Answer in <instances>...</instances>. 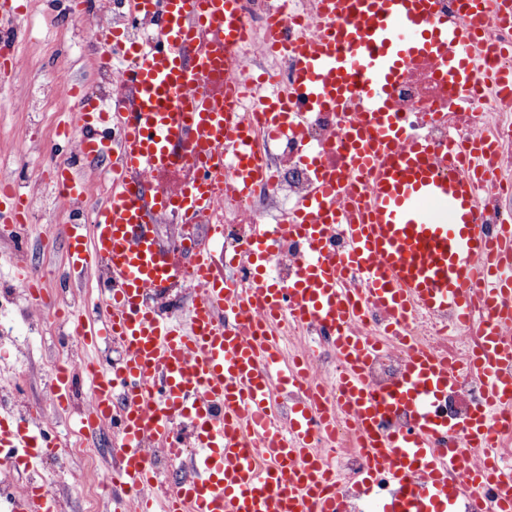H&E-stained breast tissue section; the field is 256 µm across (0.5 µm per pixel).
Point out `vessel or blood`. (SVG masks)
<instances>
[{
    "label": "vessel or blood",
    "instance_id": "vessel-or-blood-1",
    "mask_svg": "<svg viewBox=\"0 0 512 512\" xmlns=\"http://www.w3.org/2000/svg\"><path fill=\"white\" fill-rule=\"evenodd\" d=\"M136 17L151 20L153 34L129 43L121 81L130 90L117 128L105 127L98 102L82 96L75 125L82 167L110 161L120 179L91 235L69 229V261L82 271L105 268L96 322L77 310L66 319L83 345L119 344L117 364L90 366L85 429L111 426L120 445L110 471L112 490L133 512H337L334 457L314 445L316 431L332 429L344 408L360 438L368 473L384 476L396 491L378 499L379 512H447L458 492L491 490L501 512H512V470L491 455L506 411L512 410V225L483 223L477 190L487 171L486 144L470 150L444 147L408 133L389 93L417 59L435 63L458 94L473 93L479 74L478 32L492 19H512V0H324L322 28L308 43L272 19L268 43L291 56L290 91L262 103L271 135L295 132L289 111L355 108L348 128L347 167L368 175L365 191L335 172L318 170L317 187L292 211L288 223L256 227L237 254L245 276L217 274L206 248L195 245L188 265L155 234L159 217L191 219L212 208L215 190L243 193L267 178L243 119L244 84L227 85L214 103L206 84L214 65L200 37L217 32L224 60L232 62L247 39L241 0H132ZM24 0H0V74L15 61L14 20ZM82 167L56 166L54 184L66 199L85 197ZM187 167L178 191L153 185L154 173ZM8 204L10 237L26 244L28 201L0 185ZM349 245L336 250V232ZM296 240L304 258L296 277L280 283L268 274L284 241ZM194 272L199 295L183 319L165 314L161 301ZM360 277L347 287L345 276ZM382 311L396 332L422 311L452 316L457 327H477L481 342L473 363L485 381L482 397L459 425L441 409L459 372L447 356L424 347L407 354L390 386H369L365 371L377 342L351 329L368 308ZM321 327L340 367L332 385H307L301 363L281 366V343L271 331L278 317ZM74 374L59 370L50 387L58 407L72 399ZM306 385L305 395L273 415L274 386ZM404 413L408 424L387 428ZM190 421L196 450L185 455L174 435ZM457 433L455 447L444 436ZM190 459V476L152 490L158 475L153 448ZM58 448L34 417L0 415V471L28 470ZM8 512H60L55 493L26 486L8 499Z\"/></svg>",
    "mask_w": 512,
    "mask_h": 512
}]
</instances>
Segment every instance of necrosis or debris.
I'll use <instances>...</instances> for the list:
<instances>
[{
	"label": "necrosis or debris",
	"mask_w": 512,
	"mask_h": 512,
	"mask_svg": "<svg viewBox=\"0 0 512 512\" xmlns=\"http://www.w3.org/2000/svg\"><path fill=\"white\" fill-rule=\"evenodd\" d=\"M318 5L319 0H248L245 20L251 39L233 61L231 71L211 72L207 83L210 94L221 97L228 78L243 79L257 72L270 76L274 85L285 86L291 65L284 54L264 49L265 19L276 13L288 18L302 15L305 23L295 30L294 36L311 41L319 33ZM255 94V100L247 102L243 112L272 181L242 198L217 188L214 208L197 218L201 224L223 225L224 239L236 251L245 249L257 224L264 220L271 224L287 222L289 206L312 192L315 172L303 159L305 143L322 144L320 163L339 176L347 174L344 122L340 112L308 113L297 137L274 139L262 125L257 110L256 100L264 96V88H257ZM392 97L408 129L423 133L434 143L452 137L466 146L477 133L494 143L495 150L488 161L497 168L498 176L495 181L481 186L479 206L493 223L512 221V97L495 96L491 86H484L476 96L483 105L480 118L472 120L469 112L459 107L453 90L441 80L435 67L425 62L408 65ZM432 112L440 113V120H429ZM357 326L363 334L378 337L387 345L386 351L369 368L368 383L378 386L391 383L399 377L406 355L401 343L386 331L377 314H368ZM408 332L420 337L427 348L448 354L449 358L464 364L472 357L478 336L477 331H461L422 314L414 317ZM317 445L333 451L341 465L337 494L342 512H362L363 497L370 489L360 480L365 458L353 423L346 415H337L335 432L318 437Z\"/></svg>",
	"instance_id": "4bbe7bcc"
}]
</instances>
